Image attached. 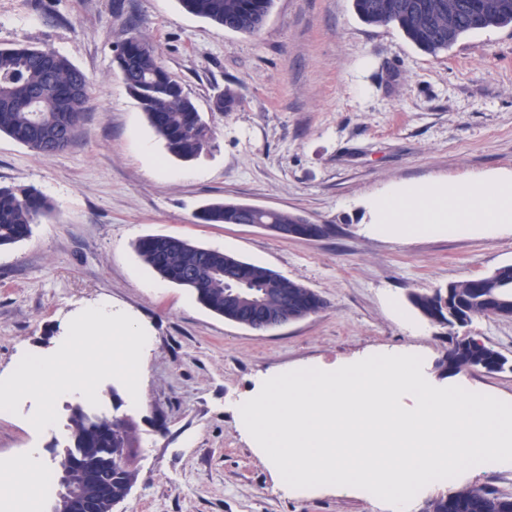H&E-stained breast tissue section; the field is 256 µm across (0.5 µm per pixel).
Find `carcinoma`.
Listing matches in <instances>:
<instances>
[{"label": "carcinoma", "instance_id": "1", "mask_svg": "<svg viewBox=\"0 0 512 512\" xmlns=\"http://www.w3.org/2000/svg\"><path fill=\"white\" fill-rule=\"evenodd\" d=\"M183 8L226 29L258 32L272 0H180ZM358 17L367 24L393 25L421 51L436 55L453 47L467 34L488 27L512 25V0H352ZM118 66L131 95L138 101L149 125L169 151L193 160L210 147L212 131L194 102L158 61L155 50L139 36L127 33L120 40ZM89 79L62 55L35 47L0 48V133L33 151L50 156L64 150L76 135L89 101ZM238 96L230 88L211 100L213 112H231ZM52 209L32 188L0 186V248L10 247L31 234L35 218ZM197 218L205 224H300L305 217L284 210H256L251 205L213 199L201 207ZM140 258L162 279L192 289L209 310L226 319L238 317V308L224 281V252L191 242L168 246L161 235L139 239ZM250 286L269 287L278 273L249 263ZM288 308L298 319L317 313L322 302L298 282L286 289ZM479 288L456 293L457 309L470 324L488 317ZM409 301L430 322L443 328L455 325L443 311L439 292H412ZM503 366L509 359L484 343L465 338L452 341V349L436 362L435 369L446 378L462 371ZM73 447L82 448L97 440L88 431L80 408L71 419ZM136 424L131 419L112 423V464L103 465L105 479L118 496L133 484L131 454ZM462 497L473 498V512H512V495L495 489L462 486L428 500L422 512H449Z\"/></svg>", "mask_w": 512, "mask_h": 512}]
</instances>
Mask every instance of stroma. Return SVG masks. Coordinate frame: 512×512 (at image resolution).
Masks as SVG:
<instances>
[{
    "label": "stroma",
    "mask_w": 512,
    "mask_h": 512,
    "mask_svg": "<svg viewBox=\"0 0 512 512\" xmlns=\"http://www.w3.org/2000/svg\"><path fill=\"white\" fill-rule=\"evenodd\" d=\"M151 44L212 132L210 149L172 156L113 61L121 35ZM57 51L90 79L73 144L52 156L0 134V184L52 204L31 235L0 249V382L26 356L69 345L75 314L109 302L151 336L140 394L112 372L113 339L91 346L98 395L23 392L0 411V457L27 458L58 481L75 407L137 426L129 496L114 512H393L351 490L282 492L241 432L235 405L265 375L385 349L413 352L423 372L448 349L442 328L408 301L512 263V231L488 240L439 232L372 235L363 201L403 181L512 171V26L489 27L431 55L390 25H369L352 0H273L255 34L185 11L179 0H0V46ZM234 89V111L211 97ZM295 212L332 225L320 240L284 239L255 224H201L207 200ZM167 235L267 267L314 291L318 313L266 332L218 316L165 283L136 252ZM404 312L407 323L396 320ZM463 335L512 359V318H482ZM448 382L512 403V372L470 370ZM51 427L37 424L43 413Z\"/></svg>",
    "instance_id": "stroma-1"
}]
</instances>
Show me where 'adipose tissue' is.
I'll return each mask as SVG.
<instances>
[{"label": "adipose tissue", "mask_w": 512, "mask_h": 512, "mask_svg": "<svg viewBox=\"0 0 512 512\" xmlns=\"http://www.w3.org/2000/svg\"><path fill=\"white\" fill-rule=\"evenodd\" d=\"M372 216L370 227L397 238L426 236L448 231L455 236L480 234L497 238L512 227V174L484 173L465 180L445 183L405 182L386 186L368 200ZM107 334L113 336L118 349L116 370L129 381H136L143 356L151 340L132 319L102 304L70 324L74 346ZM19 376L0 384V392H38L50 384L53 392L65 394L80 390L88 399L96 391L87 377L95 370L93 361L84 364V377H77L56 356H40L22 363ZM44 484L41 472L20 469L16 463L0 458V492H22L39 499Z\"/></svg>", "instance_id": "1"}]
</instances>
